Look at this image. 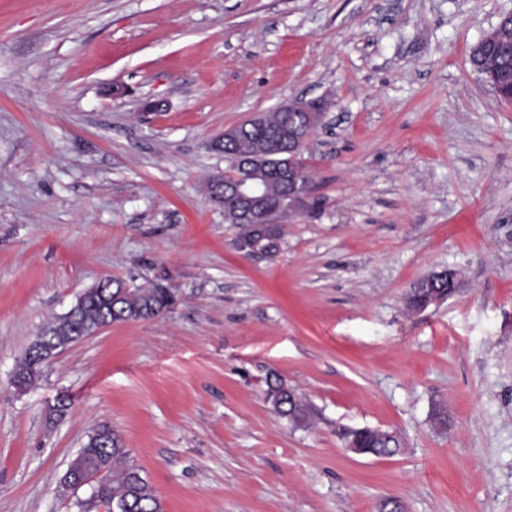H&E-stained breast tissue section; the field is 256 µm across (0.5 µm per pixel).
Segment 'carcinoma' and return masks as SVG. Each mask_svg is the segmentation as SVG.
Here are the masks:
<instances>
[{"instance_id": "cac0c4a2", "label": "carcinoma", "mask_w": 512, "mask_h": 512, "mask_svg": "<svg viewBox=\"0 0 512 512\" xmlns=\"http://www.w3.org/2000/svg\"><path fill=\"white\" fill-rule=\"evenodd\" d=\"M499 41L509 45L508 55L494 61H485L477 55H470L473 69L484 64H496L507 68L512 77V20L507 21V33L496 31ZM301 121L299 112L273 111L263 115V125L256 133L254 141L263 142L281 131L297 126ZM213 149L224 154L227 172L233 170V157L236 144L232 140L218 138ZM279 157L269 160V188L279 203L278 215L288 213V181L278 174ZM179 295L162 281L152 283L146 288L128 289V284L120 279L104 278L95 287L86 289L76 300L73 311L67 312L57 322L44 328L37 338L26 348L18 361L15 379L29 385L37 379L43 370L39 363L37 347L58 346L76 342L104 323L139 321L163 316L177 304ZM267 398L276 412L286 416L304 413V405L294 390L279 375L273 373L267 382ZM344 437L355 438L363 448L379 455L392 456L399 451L400 442L395 438L364 430H347ZM103 472L100 480L92 485L91 499L110 509V512H163V507L154 489L142 470L131 460L121 437L108 425H100L88 435L83 448L70 464L65 481L71 488H77V481L89 473Z\"/></svg>"}]
</instances>
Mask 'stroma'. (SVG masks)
<instances>
[{"instance_id": "35a3bbf8", "label": "stroma", "mask_w": 512, "mask_h": 512, "mask_svg": "<svg viewBox=\"0 0 512 512\" xmlns=\"http://www.w3.org/2000/svg\"><path fill=\"white\" fill-rule=\"evenodd\" d=\"M510 11L0 0V512H83L62 482L102 424L164 512H512V103L469 57ZM295 98L329 104L303 151L322 208L250 258L205 192L212 143ZM446 267L457 292L409 311ZM109 276L180 301L14 386ZM273 372L304 421L274 412ZM344 427L401 448L349 452Z\"/></svg>"}]
</instances>
